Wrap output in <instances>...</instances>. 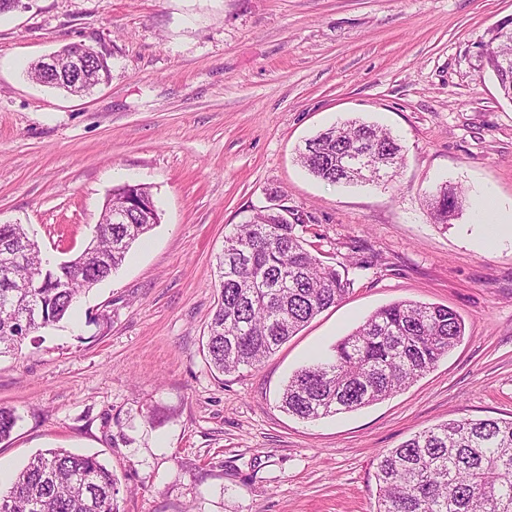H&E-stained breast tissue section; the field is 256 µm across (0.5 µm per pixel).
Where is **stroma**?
Returning <instances> with one entry per match:
<instances>
[{
    "instance_id": "obj_1",
    "label": "stroma",
    "mask_w": 512,
    "mask_h": 512,
    "mask_svg": "<svg viewBox=\"0 0 512 512\" xmlns=\"http://www.w3.org/2000/svg\"><path fill=\"white\" fill-rule=\"evenodd\" d=\"M512 0H24L0 14V224L56 260L82 251L124 182L160 221L70 318L0 357L17 424L0 470L67 448L103 460L120 512H375L377 455L451 419L512 418V243L473 234L476 190L512 203V102L479 69ZM78 42L110 78L76 96L28 65ZM348 119L406 162L388 184L331 185L297 150ZM463 206L434 222L443 182ZM349 293L259 367L211 369L203 346L224 234L273 196ZM449 307L465 334L392 397L302 421L291 376L377 309Z\"/></svg>"
}]
</instances>
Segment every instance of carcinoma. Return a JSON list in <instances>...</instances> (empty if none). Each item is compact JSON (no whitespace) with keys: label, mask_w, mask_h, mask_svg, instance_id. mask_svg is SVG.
I'll use <instances>...</instances> for the list:
<instances>
[{"label":"carcinoma","mask_w":512,"mask_h":512,"mask_svg":"<svg viewBox=\"0 0 512 512\" xmlns=\"http://www.w3.org/2000/svg\"><path fill=\"white\" fill-rule=\"evenodd\" d=\"M480 66L491 69L512 100V43L489 30ZM30 77L60 89L67 72L45 78L41 62ZM369 149L382 174L348 173L345 157ZM301 165L329 184L388 182L405 162L402 146L375 125L347 120L305 142ZM147 201L128 209L121 224H97L90 246L61 262L42 257L22 224H0V266L15 265L11 283L0 281V355L68 317L77 299L116 272L137 240L160 220L150 187L125 183L112 198ZM462 191L444 182L431 195V213L446 224L462 208ZM350 282L306 248L296 225L273 208L236 224L216 258L217 303L208 324L206 353L222 374L253 368L311 319L333 306ZM464 336L452 309L400 300L375 311L329 352L288 380L281 406L302 420H318L375 404L430 371ZM17 423L0 408V441ZM376 512H512V419L462 418L426 428L378 455ZM116 480L97 457L63 448L30 458L8 490L0 512H120Z\"/></svg>","instance_id":"obj_1"}]
</instances>
